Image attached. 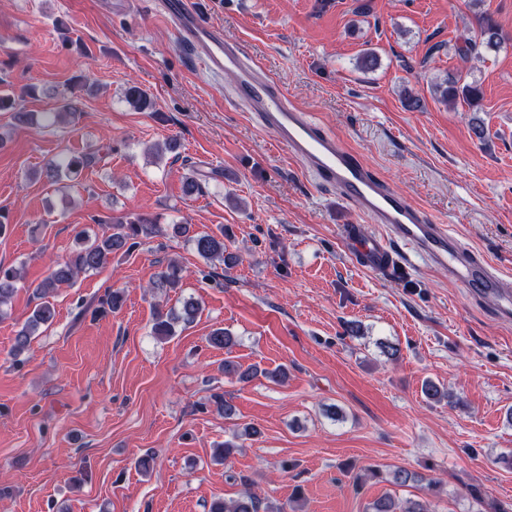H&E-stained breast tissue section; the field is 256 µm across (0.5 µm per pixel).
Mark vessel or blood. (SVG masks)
Listing matches in <instances>:
<instances>
[{
  "instance_id": "obj_1",
  "label": "vessel or blood",
  "mask_w": 512,
  "mask_h": 512,
  "mask_svg": "<svg viewBox=\"0 0 512 512\" xmlns=\"http://www.w3.org/2000/svg\"><path fill=\"white\" fill-rule=\"evenodd\" d=\"M162 9L178 42L207 71L233 75L232 104L272 131L318 185L356 203L360 215L375 225V233L368 236L355 224L340 229L344 247L361 268L388 272L394 262L389 245L397 242L410 260L447 271L449 281L462 284L472 297L493 299L501 319L512 318V279L500 275L477 250L462 246L445 225L294 105L259 59L225 40L222 29L202 17L197 0H164Z\"/></svg>"
}]
</instances>
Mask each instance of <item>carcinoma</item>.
Listing matches in <instances>:
<instances>
[{
	"mask_svg": "<svg viewBox=\"0 0 512 512\" xmlns=\"http://www.w3.org/2000/svg\"><path fill=\"white\" fill-rule=\"evenodd\" d=\"M480 38L488 48H497L504 40L502 29L499 24L489 16H482L480 21ZM440 92V97L445 102L461 100L471 105L480 98L481 91L476 85L465 81L459 74H448L444 82L435 85ZM38 96V87L29 85L16 93L0 90V112H9L18 125H30L37 118H42L44 126L52 127L66 118L76 120L77 108L72 102L63 103L54 112H43L36 116L25 110L24 102L28 98ZM127 97L139 110L146 111L154 108L152 97L136 85L127 89ZM96 156L90 154L76 155L68 152H61L48 160L45 166L47 177L52 181L64 179L72 181L81 172L94 164ZM155 233L154 225L144 219L123 220L118 218L103 230L102 234L94 237L83 231L76 234L75 248L68 255L55 262L49 275L33 288L34 296L39 299L28 323L19 330L15 336L12 349L13 355L18 356L28 349L31 336L34 335L38 326L53 322L55 318L54 305L49 297L55 288L71 283L82 273L96 271L108 263L112 255L124 250L131 249L137 245L136 239L146 237ZM196 253L206 260H218L225 267H230L238 261V256L228 252L224 243V228H219V233L200 234L189 237ZM21 279L20 270L13 266L0 264V307L6 305L14 295L17 283ZM183 267L176 262H170L165 269L159 272L154 282L157 288L177 289L182 286ZM201 307L198 301L189 298L185 300L178 310L164 311L159 309L155 313L154 335L165 340L175 335V326L191 324L195 321ZM208 343L216 348L229 349L235 345L233 335L218 328L208 336ZM274 382H283L288 377L286 368L280 367L272 371L258 370L257 367L245 370L232 360L224 361V376L235 378L239 382H248L255 378L257 373ZM390 482L398 487H405L411 483L424 480V476L407 468L397 467L389 472ZM211 512H286L285 508L273 506L261 500L256 494L246 490L236 499L229 501L221 500L213 504ZM365 512H428L425 503L411 500L399 499L389 492L383 493L366 506Z\"/></svg>",
	"mask_w": 512,
	"mask_h": 512,
	"instance_id": "1",
	"label": "carcinoma"
}]
</instances>
